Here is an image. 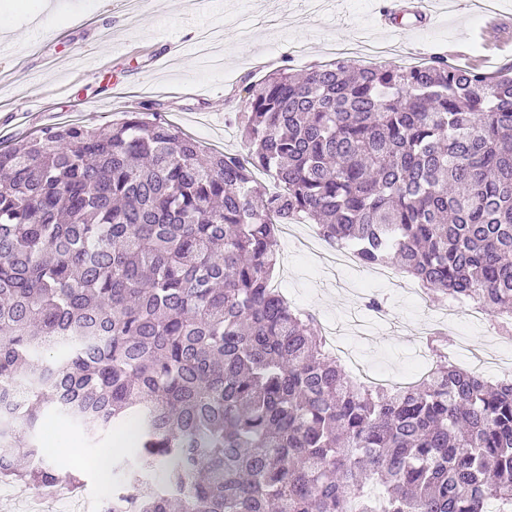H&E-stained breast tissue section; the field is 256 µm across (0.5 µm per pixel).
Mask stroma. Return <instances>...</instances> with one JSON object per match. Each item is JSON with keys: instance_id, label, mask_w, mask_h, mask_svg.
<instances>
[{"instance_id": "1", "label": "stroma", "mask_w": 512, "mask_h": 512, "mask_svg": "<svg viewBox=\"0 0 512 512\" xmlns=\"http://www.w3.org/2000/svg\"><path fill=\"white\" fill-rule=\"evenodd\" d=\"M384 0H339L324 14L307 0H147L129 14L124 0H0V146L43 128L82 123L107 128L127 112H158L206 149L236 153L244 146L229 121L250 83L283 67L300 71L336 61L337 47L360 65L381 57L356 42L372 26L379 42L400 45L388 60L407 66L454 52L456 64L487 59L491 70L512 66V50L486 53L474 32L482 24L468 0H450L435 22L406 23L402 33L375 30ZM304 47L294 55L292 44ZM173 55H165L166 46ZM275 280L297 306L330 324L355 304L354 289L369 288L391 323L367 338L344 329L360 353L363 371L411 374L420 344L415 326L437 315L440 301L420 307L395 284L370 285L366 269L329 280L320 253L297 237L279 239ZM44 448L82 443L58 462L80 471L81 483L98 490L95 474L80 461L94 450L82 429L47 417L39 425Z\"/></svg>"}]
</instances>
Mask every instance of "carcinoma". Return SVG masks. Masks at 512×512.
I'll return each mask as SVG.
<instances>
[{"label":"carcinoma","instance_id":"1","mask_svg":"<svg viewBox=\"0 0 512 512\" xmlns=\"http://www.w3.org/2000/svg\"><path fill=\"white\" fill-rule=\"evenodd\" d=\"M244 155L158 112L0 149V481L38 422L137 429L106 512H512V380L371 389L271 287L282 224L512 319V72L348 60L245 89ZM281 186L269 193L256 174Z\"/></svg>","mask_w":512,"mask_h":512}]
</instances>
